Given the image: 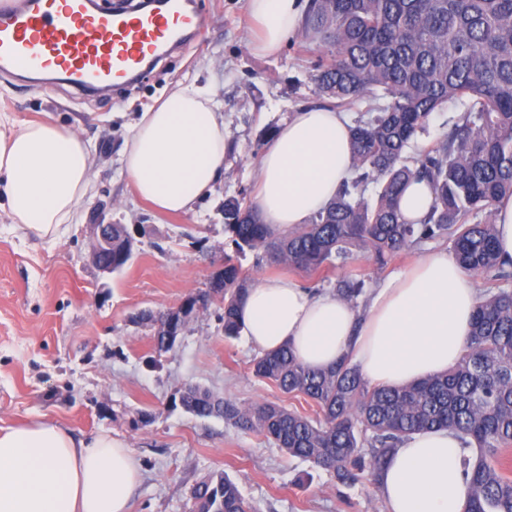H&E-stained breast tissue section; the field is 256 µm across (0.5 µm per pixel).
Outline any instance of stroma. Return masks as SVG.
Returning <instances> with one entry per match:
<instances>
[{
  "label": "stroma",
  "instance_id": "35a3bbf8",
  "mask_svg": "<svg viewBox=\"0 0 512 512\" xmlns=\"http://www.w3.org/2000/svg\"><path fill=\"white\" fill-rule=\"evenodd\" d=\"M199 6L206 16L202 33L110 100L64 82L35 91L0 72V113L78 130L91 144L97 175L94 196L61 240L36 238L0 214V426L47 418L78 437L109 431L124 438L140 466L132 512H193V486L214 473L235 482L257 512H389L369 478L336 484L260 435L172 407L181 389L197 385L238 405L311 410L303 398L253 375L255 349L245 336L225 337L217 305L191 320L174 348L160 355L151 326L139 320L208 291L224 266L225 198L254 201L268 133L298 109L327 105L316 93L302 38L259 55L251 47L246 0H199ZM189 83L206 88L224 114V174L192 213L162 214L136 196L120 153L140 112ZM104 221L125 225L135 241L118 274H100L88 261L90 227ZM449 248L444 238L427 241L381 270L371 254L357 251L321 278L250 252L241 265L254 284L286 276L319 293L349 277L365 279L372 292L416 254Z\"/></svg>",
  "mask_w": 512,
  "mask_h": 512
}]
</instances>
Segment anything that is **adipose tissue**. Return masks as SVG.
Wrapping results in <instances>:
<instances>
[{"label": "adipose tissue", "instance_id": "1", "mask_svg": "<svg viewBox=\"0 0 512 512\" xmlns=\"http://www.w3.org/2000/svg\"><path fill=\"white\" fill-rule=\"evenodd\" d=\"M257 24L256 49L280 50L295 37L304 0H246ZM352 124L345 113L294 112L259 157L257 205L264 223H310L353 174ZM224 118L208 94L177 88L141 113L121 153L139 198L158 211L186 213L224 172ZM95 191L87 142L52 121L0 113V214L24 231L57 240ZM479 297L445 252L420 256L372 293L364 315L333 293L312 294L288 278H267L239 303L248 342L269 352L290 344L312 368L351 352L364 379L403 387L442 373L459 359ZM456 435L411 436L389 458L380 492L390 512H463L469 494ZM140 471L120 438H85L49 419L0 427V512H132Z\"/></svg>", "mask_w": 512, "mask_h": 512}]
</instances>
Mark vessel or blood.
<instances>
[{
	"instance_id": "vessel-or-blood-1",
	"label": "vessel or blood",
	"mask_w": 512,
	"mask_h": 512,
	"mask_svg": "<svg viewBox=\"0 0 512 512\" xmlns=\"http://www.w3.org/2000/svg\"><path fill=\"white\" fill-rule=\"evenodd\" d=\"M202 27L189 0H153L143 13L106 14L89 0H8L0 12V70L22 74L37 60L73 84L106 91Z\"/></svg>"
}]
</instances>
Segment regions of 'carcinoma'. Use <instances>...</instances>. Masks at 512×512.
<instances>
[{
  "label": "carcinoma",
  "mask_w": 512,
  "mask_h": 512,
  "mask_svg": "<svg viewBox=\"0 0 512 512\" xmlns=\"http://www.w3.org/2000/svg\"><path fill=\"white\" fill-rule=\"evenodd\" d=\"M303 52L316 89L335 107L367 104L368 117L351 129L356 177L310 223L278 233L258 208L224 200V268L218 300L224 335L240 332L238 304L250 283L239 263L255 252L277 265L319 275L347 262L353 251L373 254L378 268L413 245L448 238L463 270L489 287L480 296L471 333L448 371L400 388L371 386L351 356L314 369L285 344L253 359L256 378L317 407L311 418L274 403L247 407L198 386L179 393V404L199 418H222L263 436L288 455L311 461L351 485L368 472L375 484L390 455L414 434L448 429L468 451L470 491L464 512H512V479L503 460L512 449V261L501 260L492 215L512 197V0H310ZM389 101L380 103L378 91ZM463 112L442 140L415 157L403 156L431 114L450 102ZM425 179L434 197L420 224L401 216L399 198L413 180ZM374 180V202L363 187ZM133 238L112 225V249L99 263L119 273L131 258ZM365 280L341 279L336 296L358 307ZM154 349L166 352L181 318L168 329L156 317ZM200 512H254L236 484L219 474L192 491Z\"/></svg>",
  "instance_id": "cac0c4a2"
}]
</instances>
